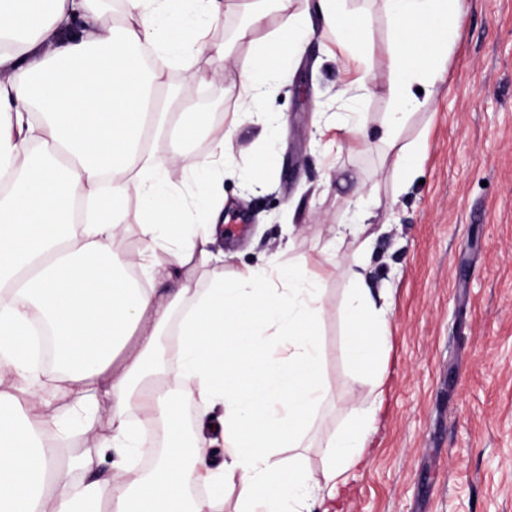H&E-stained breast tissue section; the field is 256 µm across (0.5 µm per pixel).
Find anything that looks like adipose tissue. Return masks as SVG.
Returning a JSON list of instances; mask_svg holds the SVG:
<instances>
[{"instance_id": "1", "label": "adipose tissue", "mask_w": 512, "mask_h": 512, "mask_svg": "<svg viewBox=\"0 0 512 512\" xmlns=\"http://www.w3.org/2000/svg\"><path fill=\"white\" fill-rule=\"evenodd\" d=\"M343 0H320L323 29L289 14L285 33L258 44L239 75L250 106L320 33L350 41L362 20ZM394 34L389 53L393 110L382 141L410 174L421 143L397 129L434 84L456 36L457 0H381ZM221 0H0V512H197L191 485L214 477L204 433L222 437L223 475L238 478L240 512H309L315 490L343 498L345 473L366 462L384 402L388 307L366 283L365 261L348 268V317L365 335L345 348L374 377L369 405L325 438L328 466L314 476L278 457L301 447L311 415L330 393L322 369L319 284L304 257L275 275L239 270L229 282L197 287V272L224 262L219 186L238 170L226 146L235 127L217 128L192 106L158 102L165 74L219 78L229 49L211 34ZM209 73L197 67L201 57ZM176 153L155 163L158 142ZM205 174L211 189L182 194ZM144 200L140 245L117 247L131 198ZM145 281L125 280L124 267ZM54 368L40 359V329ZM84 424L85 450L61 465L65 447L52 401ZM193 407L196 431L183 411ZM111 430L95 432L100 408ZM162 432L150 471L133 464ZM117 450L108 476L94 460Z\"/></svg>"}]
</instances>
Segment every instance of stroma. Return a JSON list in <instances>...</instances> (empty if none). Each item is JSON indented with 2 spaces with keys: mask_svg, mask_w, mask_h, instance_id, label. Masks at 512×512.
I'll return each instance as SVG.
<instances>
[{
  "mask_svg": "<svg viewBox=\"0 0 512 512\" xmlns=\"http://www.w3.org/2000/svg\"><path fill=\"white\" fill-rule=\"evenodd\" d=\"M223 2L212 34L234 50L221 79L189 83L176 69L167 76L179 102L206 111L221 102L219 122L241 109L238 74L256 44L285 22L270 11L240 40L245 0ZM346 7L368 21L369 93L357 106L337 99L357 73L315 40L257 113L244 115L230 152L254 177L225 179L224 221L238 230L224 239L230 259L199 285L299 256L324 267L321 350L331 396L301 451L303 464L321 472V436L369 391L344 354L356 329L344 314L350 284L335 270L359 259L363 240L330 244L337 225L365 220L375 238L370 286L391 308L390 366L373 452L348 484L347 512H512V0H462L444 76L401 129V143L427 144L404 181L381 140L393 34L375 0ZM354 108L368 142L334 144L326 114Z\"/></svg>",
  "mask_w": 512,
  "mask_h": 512,
  "instance_id": "35a3bbf8",
  "label": "stroma"
}]
</instances>
